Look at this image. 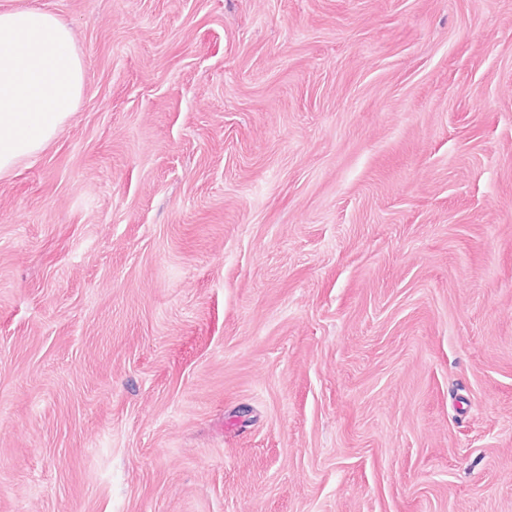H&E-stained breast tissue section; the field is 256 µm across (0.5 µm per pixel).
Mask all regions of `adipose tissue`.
<instances>
[{"instance_id": "obj_1", "label": "adipose tissue", "mask_w": 512, "mask_h": 512, "mask_svg": "<svg viewBox=\"0 0 512 512\" xmlns=\"http://www.w3.org/2000/svg\"><path fill=\"white\" fill-rule=\"evenodd\" d=\"M84 79L73 33L54 13L30 0L0 10V178L55 140Z\"/></svg>"}]
</instances>
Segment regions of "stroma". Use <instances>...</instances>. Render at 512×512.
I'll return each instance as SVG.
<instances>
[{"instance_id":"obj_1","label":"stroma","mask_w":512,"mask_h":512,"mask_svg":"<svg viewBox=\"0 0 512 512\" xmlns=\"http://www.w3.org/2000/svg\"><path fill=\"white\" fill-rule=\"evenodd\" d=\"M38 2L0 512H512V0ZM84 79L72 30L54 13L29 2L0 10V178L55 140Z\"/></svg>"}]
</instances>
